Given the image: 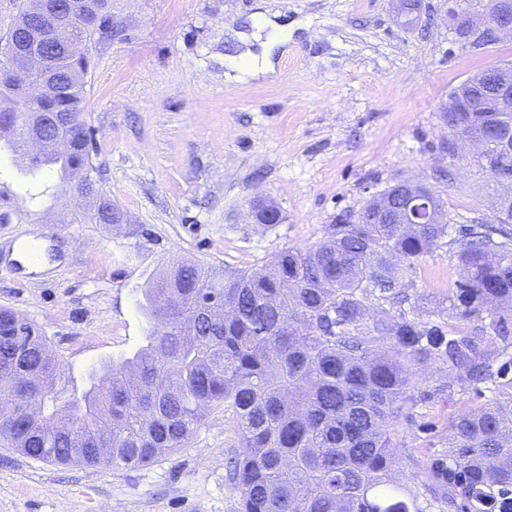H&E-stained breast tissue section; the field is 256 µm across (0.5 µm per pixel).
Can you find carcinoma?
<instances>
[{
    "mask_svg": "<svg viewBox=\"0 0 512 512\" xmlns=\"http://www.w3.org/2000/svg\"><path fill=\"white\" fill-rule=\"evenodd\" d=\"M54 39V93L40 101L0 83V122L14 149H25L32 112H55L74 153L53 161L37 154L38 173L75 163L96 170L83 119L90 57L65 44L112 36L111 0H77ZM35 2L21 7L14 34L33 26ZM472 130L491 125L481 112L451 118ZM416 211L425 221L377 218L371 200L357 217L330 224L305 249H285L268 264L217 277L211 267L180 263L144 289L148 353L101 366L111 387L91 374L81 396L61 401L62 377L48 362L45 339L29 327L19 366L16 313L0 310V394L14 391L23 369L29 398L66 424L37 420L0 425V437L39 459L112 468L144 466L159 448H181L207 411L224 407L226 476L235 512H512V200L494 223L459 224L430 188ZM112 199H90L76 224L112 222ZM450 249L458 277L446 305L422 312L416 263ZM233 302L236 314L213 321L204 302ZM432 368L448 382L429 385ZM473 390L481 401L453 417L443 451L415 457L407 442L418 410L448 391ZM110 448L108 458L94 449ZM418 469L420 488L405 494L393 482L400 461Z\"/></svg>",
    "mask_w": 512,
    "mask_h": 512,
    "instance_id": "1",
    "label": "carcinoma"
}]
</instances>
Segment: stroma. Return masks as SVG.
Segmentation results:
<instances>
[{"instance_id":"1","label":"stroma","mask_w":512,"mask_h":512,"mask_svg":"<svg viewBox=\"0 0 512 512\" xmlns=\"http://www.w3.org/2000/svg\"><path fill=\"white\" fill-rule=\"evenodd\" d=\"M89 49L93 159L128 223H71L56 170L29 174L0 149V308L38 328L76 391L143 345L137 302L170 259L264 266L402 180L432 187L461 222L492 219L512 190L449 153L441 117L463 81L512 65V39L473 46L448 0H420L409 17L396 0H112V37ZM245 54L264 72L232 69ZM257 199L279 209L274 227L254 223ZM30 238L41 268L16 271L13 250ZM455 278L447 248L416 265L419 293L445 294ZM477 400L437 399L410 427L412 445L439 449ZM228 436L215 409L185 447L127 468L49 463L0 439V512H233Z\"/></svg>"}]
</instances>
